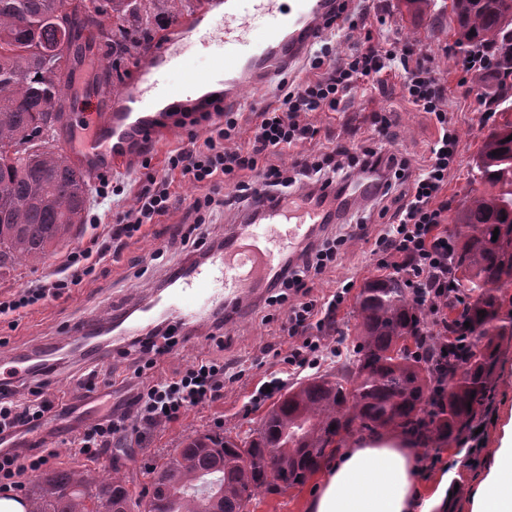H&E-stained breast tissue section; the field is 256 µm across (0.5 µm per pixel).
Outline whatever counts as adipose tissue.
I'll return each instance as SVG.
<instances>
[{"label": "adipose tissue", "mask_w": 512, "mask_h": 512, "mask_svg": "<svg viewBox=\"0 0 512 512\" xmlns=\"http://www.w3.org/2000/svg\"><path fill=\"white\" fill-rule=\"evenodd\" d=\"M417 459L406 439L366 438L328 464L308 512H433L446 488L438 486L432 496L422 497ZM470 507L471 512H512V422L471 492Z\"/></svg>", "instance_id": "adipose-tissue-1"}]
</instances>
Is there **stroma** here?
<instances>
[{
  "label": "stroma",
  "mask_w": 512,
  "mask_h": 512,
  "mask_svg": "<svg viewBox=\"0 0 512 512\" xmlns=\"http://www.w3.org/2000/svg\"><path fill=\"white\" fill-rule=\"evenodd\" d=\"M447 0H431L424 12H408L404 0H372L371 16L385 17L386 28L401 37L416 41L422 50L434 59V66L448 86L449 115L461 138L460 155L451 173L442 198L449 207H456L459 200L470 189L473 160L477 156L482 135L489 123L465 88L459 87L461 77L454 67L460 52L454 45L455 37L448 28V18L441 13ZM104 31L96 35L91 54L82 57L75 65L72 86L63 102L64 112L81 113L85 110L84 95L87 87L99 82L105 71H112L114 78L128 83L137 66L133 53L123 48L121 37L111 35V20H104ZM389 112L393 141L390 145L407 159L412 166H419L429 144L435 136V125L427 113L418 111L402 96L398 83L391 82L385 88L355 97L342 112H312L306 117L308 123L317 127L314 147L334 146L341 143L355 149L371 144L373 117L380 112ZM208 123L195 126L194 130L176 129L151 144L138 149L137 165L121 167L127 184L120 197L122 207H131L142 188L146 173L161 175L169 156L175 150L187 147L190 137L205 139ZM149 159V167H142V159ZM173 189L179 201L157 223L143 225L130 240L116 261L97 266L80 288L57 298H47L27 310L17 322L0 319V352L14 351L31 353L47 348L56 352L52 360V386L42 388L41 394L50 402L63 401L74 405L88 404L89 399L76 384L77 377L86 369L93 368L99 379L112 381V397L96 406V414L122 413L128 401L142 385L133 374L132 358H109L101 354L95 358H82L78 353H67L59 336L66 324L77 323L95 310L116 312L125 308L131 298L148 296L162 287L173 272L189 261V254L165 255L154 259V252L166 243L179 225L194 223L196 214L191 204L202 196V189L184 182H174ZM112 219L111 203H100L90 198L85 222L77 234L58 246L43 263L20 267L12 275L0 280V299L12 297L24 288L48 274L58 266L72 249L90 246L92 240L107 235V226ZM371 245L358 239L349 242L336 260L335 266L309 280L312 295L322 296L333 292L342 281L354 280L356 287L377 276L379 270L370 253ZM148 258L152 266L147 274H140L137 260ZM264 308H250L236 323L225 326L224 345L205 340L189 349L171 354L158 362L154 377H168L181 371L199 356L223 355L226 363L245 368L246 375L230 384L222 399L199 406L187 412L179 421L165 423L148 429L143 446L137 447L123 442L93 461L92 466L100 475L119 470L136 491L145 492L150 487L148 468L154 458L174 453L180 440L195 431H231L247 435L257 429L265 415L268 401H253L252 395L271 372L281 371L278 352L287 351L288 337L282 336L279 320H266ZM356 312L354 299H347L336 313V325L327 335L329 346H342L341 356L325 361L323 370L336 372L350 367V356L357 342L355 333ZM497 380L484 402L483 444L480 451L470 448L442 449L444 468L435 470L427 479L421 480L420 491L430 496L442 480H461L459 493L448 499L450 512H470L469 493L473 485L483 478L490 454L500 445L502 428L512 420V343L502 347L496 364ZM323 478L315 473L304 485L280 492L259 491L252 499L249 512H306L316 486Z\"/></svg>",
  "instance_id": "35a3bbf8"
}]
</instances>
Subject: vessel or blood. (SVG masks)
Returning a JSON list of instances; mask_svg holds the SVG:
<instances>
[{"mask_svg":"<svg viewBox=\"0 0 512 512\" xmlns=\"http://www.w3.org/2000/svg\"><path fill=\"white\" fill-rule=\"evenodd\" d=\"M337 2L205 0L172 34L144 49L134 77L96 113L91 134L70 148V160L94 177L110 171L132 142L153 140L161 125H172V113L209 111L219 100L239 105L245 86L267 82L309 54L325 37L323 21ZM322 222V213L296 196L264 209L257 220L229 221L223 249L187 262L163 298L131 301L119 313H90L67 328L63 341L87 350L107 328V346L118 354L151 336L164 318L179 320L195 341L214 314L229 324L247 311L279 272L284 251L309 241ZM47 367L43 352L0 354V380L42 375Z\"/></svg>","mask_w":512,"mask_h":512,"instance_id":"1","label":"vessel or blood"}]
</instances>
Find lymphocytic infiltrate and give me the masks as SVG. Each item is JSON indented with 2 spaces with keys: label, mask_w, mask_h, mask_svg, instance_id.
Listing matches in <instances>:
<instances>
[{
  "label": "lymphocytic infiltrate",
  "mask_w": 512,
  "mask_h": 512,
  "mask_svg": "<svg viewBox=\"0 0 512 512\" xmlns=\"http://www.w3.org/2000/svg\"><path fill=\"white\" fill-rule=\"evenodd\" d=\"M367 18L362 8L357 16L334 25L311 51L304 75L276 80L275 102L257 113L247 140L239 138L238 113L227 111L202 144L171 154L163 177H149L132 208L113 212L108 243L71 251L51 279L0 301V318L19 315L47 297L80 287L97 265L119 256L142 225L169 211L173 205L170 186L177 179L206 187L204 198L192 204L196 211L245 207L254 215L261 208L280 205L286 194L303 188L328 224L346 209L357 180L373 183L380 215L392 217L374 236L376 265L402 277L414 301L430 314H438L448 301L451 246L450 236L441 230L448 221V205L440 195L460 152L459 136L448 117V88L417 43L394 35L385 36L378 45L372 31H365L347 55L338 56L337 44L349 39L351 30ZM391 76L399 78L404 98L430 114L435 123L436 137L419 167H411L406 157L381 146L306 150L317 130L303 122V114L341 111L346 100L379 88ZM294 147L302 153L291 167L271 164V157ZM348 240L345 232L321 233L296 256L284 257L279 273L268 284L265 303L284 307L281 329L293 341L282 359L289 369L320 368L329 353L323 331L354 283L343 282L333 294L317 298L305 280L334 264ZM240 377L222 360L197 359L173 376L147 381L134 396L131 412L94 422L69 447L74 454L98 458L114 440L143 438L147 428L178 421L192 408L220 399L226 384ZM50 407L41 396L20 398L15 389L0 387V433L31 430ZM54 457L49 448L27 458L0 454V487L15 485L27 472L45 471Z\"/></svg>",
  "instance_id": "obj_1"
}]
</instances>
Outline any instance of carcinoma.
<instances>
[{
    "mask_svg": "<svg viewBox=\"0 0 512 512\" xmlns=\"http://www.w3.org/2000/svg\"><path fill=\"white\" fill-rule=\"evenodd\" d=\"M66 2L0 0V279L43 262L73 225L84 223L88 178L48 139L78 60L60 48L66 27L57 13ZM139 11L137 0H89L71 12L69 26L78 39L110 17L137 51L149 44ZM448 27L458 48L492 53L512 74V0H454ZM499 112L482 138L474 187L450 219L456 233L448 274L467 304L458 311L448 298L456 317L446 330L468 321L474 341L464 355L448 354L442 412L429 420L425 408L446 336L431 330L429 313L401 277H377L358 296L354 369L290 387L248 441L217 432L185 437L176 455L149 467L150 512H246L253 496L271 486L268 460L284 487L302 486L356 425L399 429L434 448L464 445L494 384L501 346L512 340V310L505 309L512 305V104ZM130 502L122 476L84 468L38 475L23 504L25 512H131Z\"/></svg>",
    "mask_w": 512,
    "mask_h": 512,
    "instance_id": "carcinoma-1",
    "label": "carcinoma"
}]
</instances>
